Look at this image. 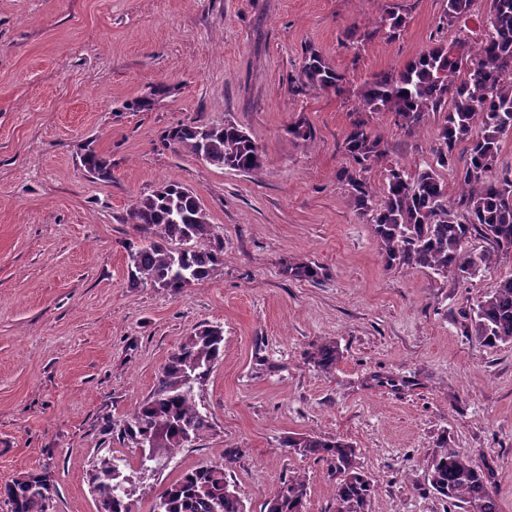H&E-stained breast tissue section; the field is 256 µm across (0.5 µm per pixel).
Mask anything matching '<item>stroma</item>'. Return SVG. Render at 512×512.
<instances>
[{"label":"stroma","mask_w":512,"mask_h":512,"mask_svg":"<svg viewBox=\"0 0 512 512\" xmlns=\"http://www.w3.org/2000/svg\"><path fill=\"white\" fill-rule=\"evenodd\" d=\"M399 7L397 35L384 24ZM445 0H0V485L45 470L51 512H97L89 469L106 451L138 466L114 428L153 392L195 327L224 329V358L197 392L213 428L147 473L136 512L178 475L227 463L246 512L293 473L309 512H332L327 463L288 453L295 434L341 437L376 485L372 512H450L427 479L441 437L491 467L512 512V347L466 334L469 315L512 257L469 280L385 265L367 219L337 178L363 85L422 50L484 34L489 4L445 26ZM344 74L340 91L299 89L306 48ZM167 86L154 97L158 86ZM152 97L150 110L127 102ZM231 121L258 144L254 174L162 145L170 128ZM303 122L313 137L289 134ZM440 118L415 133L370 119L384 165L433 157ZM112 163L89 178L86 148ZM175 180L224 236L216 277L171 294L131 286L127 213ZM306 263L316 280L287 267ZM334 342L330 372L307 357ZM384 384H377V377ZM225 462V461H224Z\"/></svg>","instance_id":"35a3bbf8"}]
</instances>
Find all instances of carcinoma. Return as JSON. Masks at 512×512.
Segmentation results:
<instances>
[{
  "label": "carcinoma",
  "mask_w": 512,
  "mask_h": 512,
  "mask_svg": "<svg viewBox=\"0 0 512 512\" xmlns=\"http://www.w3.org/2000/svg\"><path fill=\"white\" fill-rule=\"evenodd\" d=\"M475 0H446L444 20L452 24L471 13ZM343 75L313 49L305 52L300 87L340 91ZM361 111L345 137L354 167L339 178L350 199L367 217L385 262L390 267L428 269L458 280L473 278L512 256V179L493 177L500 140L512 132V0H490L485 37L472 47L465 40L433 46L394 73L375 78L360 93ZM390 112L409 133L432 113L442 114L434 162L409 171L385 169L382 191L365 173L382 162L386 148L367 128L363 115ZM175 152L205 157L217 167L253 173L262 157L256 142L237 124L182 123L163 137ZM464 145V154L455 149ZM92 179H112V165L93 148L81 157ZM455 171L457 201L448 202L440 170ZM127 222L140 233L126 245L132 285H149L174 294L195 282L212 279L224 266V238L210 223L198 194L178 181H165L137 199ZM473 237L489 241L479 252L466 248ZM468 332L484 347L512 346V276L480 300ZM224 356L220 326L196 327L163 365L152 395L120 426L122 438L156 463L172 459L212 429L196 401L203 385ZM342 358L337 344L325 343L309 353L327 373ZM284 447L326 462L336 475L334 512H371L376 493L373 478L361 470L357 450L344 440L311 434L290 436ZM227 465H203L182 473L156 499L152 512H245ZM121 470L112 451L97 457L91 473L98 512H133L136 477L117 484ZM427 482L445 501L463 512H499L488 489L487 473L440 439L430 454ZM48 473H27L0 488L9 512H48L52 500ZM264 512H308L307 482L290 475L265 504Z\"/></svg>",
  "instance_id": "1"
}]
</instances>
